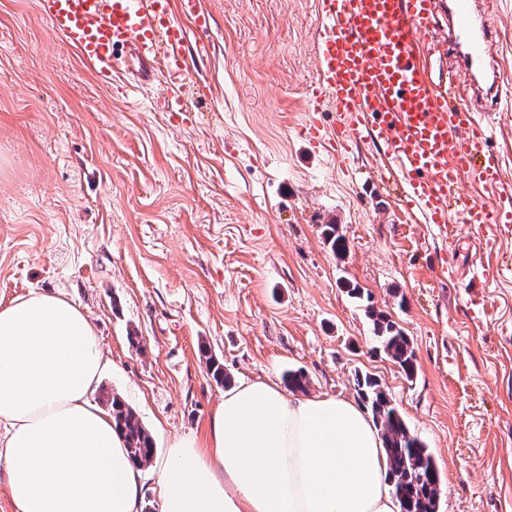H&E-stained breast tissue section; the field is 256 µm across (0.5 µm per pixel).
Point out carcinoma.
<instances>
[{
    "instance_id": "obj_1",
    "label": "carcinoma",
    "mask_w": 512,
    "mask_h": 512,
    "mask_svg": "<svg viewBox=\"0 0 512 512\" xmlns=\"http://www.w3.org/2000/svg\"><path fill=\"white\" fill-rule=\"evenodd\" d=\"M326 241L333 252L346 250L347 242L335 224L326 225ZM380 348L413 379L417 371L415 356L404 331L388 315L368 310ZM373 418L381 430L389 460V476L401 512H438L441 479L434 457L416 436L410 433L405 421L387 394L373 378L357 379ZM112 421L122 434L129 456L140 464L150 462L156 454L153 438L143 427L137 413L120 396L110 400Z\"/></svg>"
}]
</instances>
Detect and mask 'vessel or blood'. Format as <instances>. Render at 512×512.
Instances as JSON below:
<instances>
[{"instance_id": "b4317fda", "label": "vessel or blood", "mask_w": 512, "mask_h": 512, "mask_svg": "<svg viewBox=\"0 0 512 512\" xmlns=\"http://www.w3.org/2000/svg\"><path fill=\"white\" fill-rule=\"evenodd\" d=\"M53 29L112 82L115 52L129 49L166 78L172 101L184 104L187 33L180 17L206 32L202 0H40ZM486 0H318L321 25L317 78L308 93L313 112L333 113L331 124L309 122L312 143L336 146L383 142L384 172L398 176L401 199L424 223L446 230L460 223H512V199L496 207L460 203L462 177L487 188L502 181L488 150L493 134L483 113L498 105V65ZM448 19L454 66L433 82L416 48L437 41L436 16Z\"/></svg>"}]
</instances>
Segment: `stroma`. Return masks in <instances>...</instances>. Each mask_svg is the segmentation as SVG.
Masks as SVG:
<instances>
[{"label": "stroma", "mask_w": 512, "mask_h": 512, "mask_svg": "<svg viewBox=\"0 0 512 512\" xmlns=\"http://www.w3.org/2000/svg\"><path fill=\"white\" fill-rule=\"evenodd\" d=\"M202 2L211 28L187 54L205 88L173 112L163 75L141 81L127 51L103 85L39 0H0V306H78L108 361L92 403L123 397L157 457L223 399L209 359L234 382L299 369L308 393L358 404L367 375L432 452L439 512H512V230L491 243L452 214L440 232L398 208L382 146L340 160L309 142L317 0ZM492 25L489 149L512 191V0H494ZM372 309L408 336L413 380ZM368 314L373 320V330L380 348L401 369L408 380H412L417 371L415 356L404 331L388 315L375 310Z\"/></svg>", "instance_id": "obj_1"}]
</instances>
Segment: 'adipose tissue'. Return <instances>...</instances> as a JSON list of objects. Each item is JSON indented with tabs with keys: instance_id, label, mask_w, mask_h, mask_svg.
Wrapping results in <instances>:
<instances>
[{
	"instance_id": "ef3b65f1",
	"label": "adipose tissue",
	"mask_w": 512,
	"mask_h": 512,
	"mask_svg": "<svg viewBox=\"0 0 512 512\" xmlns=\"http://www.w3.org/2000/svg\"><path fill=\"white\" fill-rule=\"evenodd\" d=\"M106 367L64 295L0 307V442L17 512H141L143 471L90 397ZM159 512H400L378 430L353 401L228 388L204 435L155 467Z\"/></svg>"
}]
</instances>
